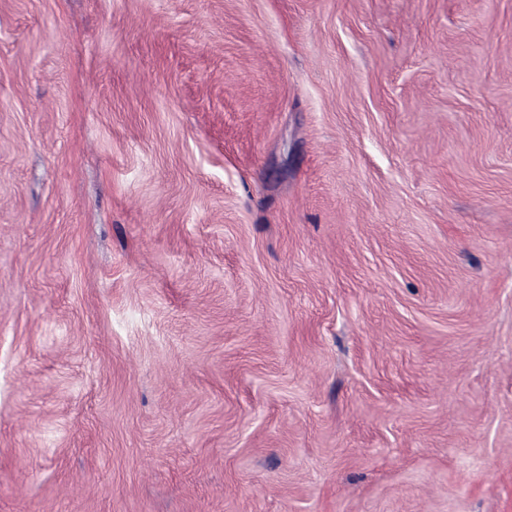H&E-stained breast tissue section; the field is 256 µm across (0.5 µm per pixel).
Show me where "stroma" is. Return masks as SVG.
<instances>
[{"instance_id": "1", "label": "stroma", "mask_w": 512, "mask_h": 512, "mask_svg": "<svg viewBox=\"0 0 512 512\" xmlns=\"http://www.w3.org/2000/svg\"><path fill=\"white\" fill-rule=\"evenodd\" d=\"M0 512H512V0H0Z\"/></svg>"}]
</instances>
